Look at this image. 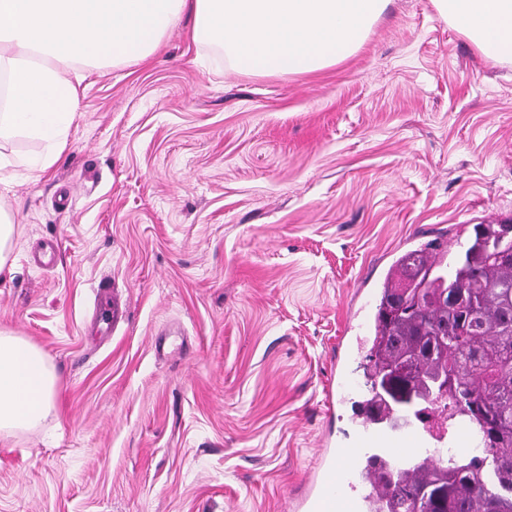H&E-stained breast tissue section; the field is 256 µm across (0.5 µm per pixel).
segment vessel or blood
Listing matches in <instances>:
<instances>
[{
  "instance_id": "b4317fda",
  "label": "vessel or blood",
  "mask_w": 512,
  "mask_h": 512,
  "mask_svg": "<svg viewBox=\"0 0 512 512\" xmlns=\"http://www.w3.org/2000/svg\"><path fill=\"white\" fill-rule=\"evenodd\" d=\"M357 442L355 447L344 449L349 462L346 467L329 471L319 484L309 503V512H364L365 501L361 498L345 496L344 488L352 478L366 479L367 474L358 461V451L362 448H418L424 443L423 435L415 430L408 419L392 416L384 425L375 426L367 421L356 425ZM479 439L476 427L466 419L460 420L452 436L450 445L457 448L475 447Z\"/></svg>"
}]
</instances>
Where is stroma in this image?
Returning a JSON list of instances; mask_svg holds the SVG:
<instances>
[{
	"instance_id": "obj_1",
	"label": "stroma",
	"mask_w": 512,
	"mask_h": 512,
	"mask_svg": "<svg viewBox=\"0 0 512 512\" xmlns=\"http://www.w3.org/2000/svg\"><path fill=\"white\" fill-rule=\"evenodd\" d=\"M189 27L144 63L64 67L79 101L39 179L45 142L0 141V330L44 352L60 406L0 436V512H307L368 397L349 349L393 261L512 220V62L433 0H388L294 77L238 73ZM102 283L128 318L91 336ZM17 233V226L13 218L0 208V273L9 271L11 263L9 262L12 242Z\"/></svg>"
}]
</instances>
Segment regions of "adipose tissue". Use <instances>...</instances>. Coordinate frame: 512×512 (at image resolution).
Here are the masks:
<instances>
[{
  "label": "adipose tissue",
  "instance_id": "adipose-tissue-1",
  "mask_svg": "<svg viewBox=\"0 0 512 512\" xmlns=\"http://www.w3.org/2000/svg\"><path fill=\"white\" fill-rule=\"evenodd\" d=\"M386 0H0V73L11 98L0 139L19 132L51 146L33 166L57 159L79 90L59 62H141L190 16L193 41L219 47L239 73L301 76L344 60L363 42ZM488 59L512 60V0H434ZM57 378L43 352L0 331V432L31 429L57 415Z\"/></svg>",
  "mask_w": 512,
  "mask_h": 512
}]
</instances>
